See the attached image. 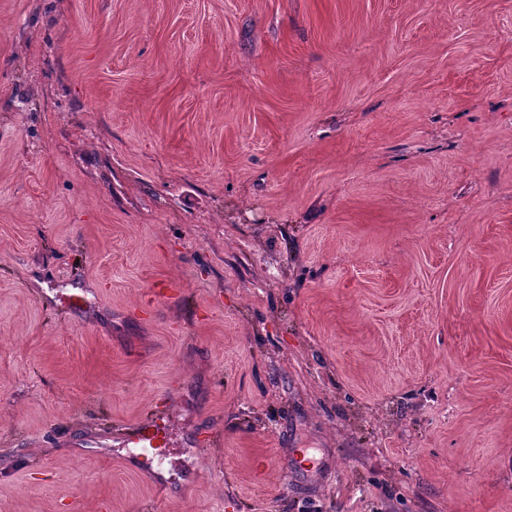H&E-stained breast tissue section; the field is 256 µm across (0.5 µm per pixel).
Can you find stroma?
Here are the masks:
<instances>
[{"label":"stroma","instance_id":"obj_1","mask_svg":"<svg viewBox=\"0 0 512 512\" xmlns=\"http://www.w3.org/2000/svg\"><path fill=\"white\" fill-rule=\"evenodd\" d=\"M0 512H512V0H0ZM166 418L158 413H152L147 419L130 429L126 445L129 448H158L159 442L168 432ZM131 445V446H129Z\"/></svg>","mask_w":512,"mask_h":512}]
</instances>
